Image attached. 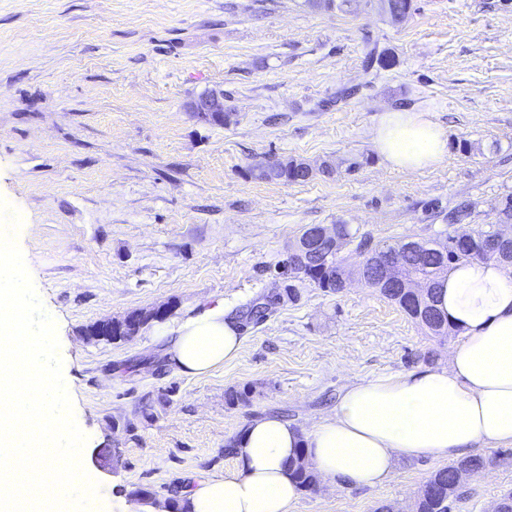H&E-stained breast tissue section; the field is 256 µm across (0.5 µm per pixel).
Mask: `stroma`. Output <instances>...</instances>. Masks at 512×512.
<instances>
[{"instance_id":"stroma-1","label":"stroma","mask_w":512,"mask_h":512,"mask_svg":"<svg viewBox=\"0 0 512 512\" xmlns=\"http://www.w3.org/2000/svg\"><path fill=\"white\" fill-rule=\"evenodd\" d=\"M378 5L0 0V198L22 216L15 239L57 325L95 512H125L134 487L162 501L222 477L234 464L225 446L254 418L311 430L346 384L412 372L429 351L447 364L460 343L358 281L339 294L299 283L297 301L242 324L239 356L208 376L167 368L151 325L117 344L84 336L162 305L171 323L218 302L240 313L281 288L311 225L348 224L380 246L488 230L512 194V0H414L400 23ZM372 47L395 64L369 83ZM345 85L357 93L337 100ZM208 89L223 90L228 124L188 112ZM401 109L446 133L438 164L409 171L379 156L374 130ZM287 158L335 171L288 184L249 173ZM243 388L249 400L228 404ZM97 447L119 449L115 470L93 465ZM479 454L486 470L449 512H493L512 492V446ZM439 467L408 459L379 487L321 484L292 512H409Z\"/></svg>"}]
</instances>
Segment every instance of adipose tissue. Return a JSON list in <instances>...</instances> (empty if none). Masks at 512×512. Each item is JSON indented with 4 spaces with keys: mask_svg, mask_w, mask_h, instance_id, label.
<instances>
[{
    "mask_svg": "<svg viewBox=\"0 0 512 512\" xmlns=\"http://www.w3.org/2000/svg\"><path fill=\"white\" fill-rule=\"evenodd\" d=\"M373 140L398 169H423L448 153L446 134L420 112L385 113ZM433 286L437 309L462 336L447 365L350 383L308 432L275 415L251 421L235 437V463L223 477L184 490L190 512H291L299 492L293 460L325 484L373 488L405 459L456 461L512 444V268L462 262ZM155 340L169 365L192 377L232 362L242 345L220 304L159 328Z\"/></svg>",
    "mask_w": 512,
    "mask_h": 512,
    "instance_id": "adipose-tissue-1",
    "label": "adipose tissue"
}]
</instances>
